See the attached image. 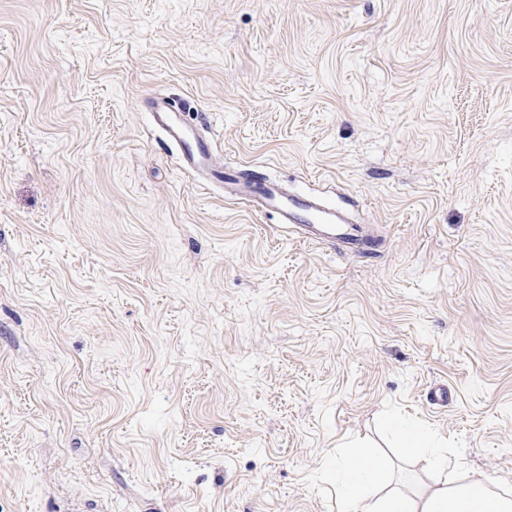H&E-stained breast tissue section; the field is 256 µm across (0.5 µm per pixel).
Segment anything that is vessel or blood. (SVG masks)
Listing matches in <instances>:
<instances>
[{"mask_svg": "<svg viewBox=\"0 0 512 512\" xmlns=\"http://www.w3.org/2000/svg\"><path fill=\"white\" fill-rule=\"evenodd\" d=\"M152 109L158 125L180 145L183 168L203 180L223 182L226 199L260 215L277 213L281 228L294 230L300 240L316 247L342 254L374 252L376 239L354 222L348 206H331L316 195L289 192L254 170L223 172L214 166L207 143L178 121L167 99H154Z\"/></svg>", "mask_w": 512, "mask_h": 512, "instance_id": "obj_1", "label": "vessel or blood"}]
</instances>
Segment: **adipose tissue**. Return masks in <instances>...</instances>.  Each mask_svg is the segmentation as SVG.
<instances>
[{"label": "adipose tissue", "mask_w": 512, "mask_h": 512, "mask_svg": "<svg viewBox=\"0 0 512 512\" xmlns=\"http://www.w3.org/2000/svg\"><path fill=\"white\" fill-rule=\"evenodd\" d=\"M386 427L408 452L420 454L433 483L413 490L385 485L381 460L355 448L330 465L342 512H512V494L453 462L427 428L398 416Z\"/></svg>", "instance_id": "1"}]
</instances>
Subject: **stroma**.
I'll list each match as a JSON object with an SVG mask.
<instances>
[{"label": "stroma", "mask_w": 512, "mask_h": 512, "mask_svg": "<svg viewBox=\"0 0 512 512\" xmlns=\"http://www.w3.org/2000/svg\"><path fill=\"white\" fill-rule=\"evenodd\" d=\"M173 95L376 256L200 186ZM399 415L512 489V0H0V512H339L345 448L426 480Z\"/></svg>", "instance_id": "stroma-1"}]
</instances>
